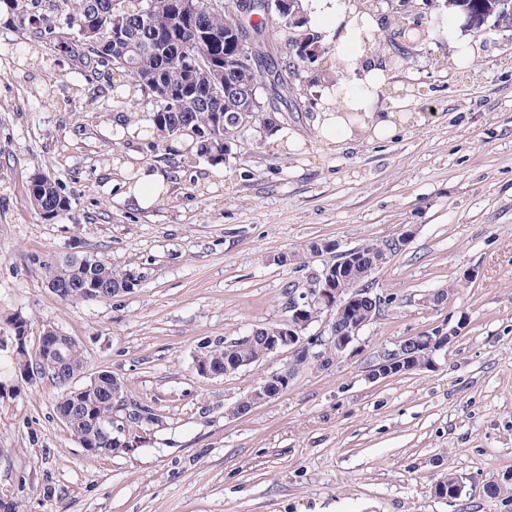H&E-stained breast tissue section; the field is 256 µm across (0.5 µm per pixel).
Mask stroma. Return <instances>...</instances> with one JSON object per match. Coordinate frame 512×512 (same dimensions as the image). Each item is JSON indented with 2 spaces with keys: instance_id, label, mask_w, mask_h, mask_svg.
I'll use <instances>...</instances> for the list:
<instances>
[{
  "instance_id": "1",
  "label": "stroma",
  "mask_w": 512,
  "mask_h": 512,
  "mask_svg": "<svg viewBox=\"0 0 512 512\" xmlns=\"http://www.w3.org/2000/svg\"><path fill=\"white\" fill-rule=\"evenodd\" d=\"M34 39L19 11L0 16V502L18 512H512L486 488L512 472V32L480 33L481 59L449 64L436 38L395 69L376 105L404 113L393 134L341 145L318 136V110L294 99L277 132L248 131L223 159L173 168L166 147L117 138L104 82L59 46ZM295 147L276 150V134ZM170 182L147 210L122 196L115 157ZM72 200L45 220L29 201L34 174ZM411 230L375 272L392 297L326 370L306 368L243 417L226 410L287 367L281 351L238 373L201 377L203 346L288 317L285 288L305 269L282 255L316 240L349 249ZM96 256L146 276L101 302L64 303L45 268ZM452 287L448 301L427 294ZM34 348L48 326L85 357L82 384L119 378L156 416L142 444L89 457L57 418L56 388L27 384L15 324ZM459 328L433 367L374 381L378 355L436 328ZM450 471L455 498L434 493Z\"/></svg>"
}]
</instances>
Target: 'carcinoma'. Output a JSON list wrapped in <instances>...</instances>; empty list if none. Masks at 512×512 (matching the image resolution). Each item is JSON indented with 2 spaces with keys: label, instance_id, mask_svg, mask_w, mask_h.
I'll return each instance as SVG.
<instances>
[{
  "label": "carcinoma",
  "instance_id": "carcinoma-1",
  "mask_svg": "<svg viewBox=\"0 0 512 512\" xmlns=\"http://www.w3.org/2000/svg\"><path fill=\"white\" fill-rule=\"evenodd\" d=\"M32 8L38 10L32 22L37 24L34 37L43 38L55 33V25L51 22L53 15L64 11L66 24L71 30H78L81 20L87 14L112 17L115 11V0H30ZM142 8L149 13L138 14L137 7L129 6L131 17L128 28L132 42H119L100 50L89 42L79 43L71 38L65 41L68 52L74 62L94 72L102 71L108 76L118 74L133 84L141 95L150 98L149 88L162 85L173 99V103L195 98L209 97L211 82L215 79V69L224 68V58L238 56L244 48L237 40L205 39L203 34L224 32L229 18L224 14L195 17L184 10V0H140ZM423 4L431 9L452 8L472 19L478 27L496 26L501 31H512V14L500 11L488 13L492 0H423ZM404 16L397 15L396 29L380 36L376 46L389 50L390 60H405L409 55L408 47L421 38L419 29L403 22ZM269 18L261 16L253 26L257 42L255 56L245 63L239 64L236 70L226 72L223 78L239 88L244 95L255 92L259 83L260 73L255 57L260 55V48L266 41L280 39L284 41L285 53L279 59V66L285 71L301 68L306 62L293 43L294 34L290 31V21L286 17L279 18V29L268 27ZM187 47L206 64V68L170 65L167 60L174 56L181 47ZM131 61L132 68L124 66ZM294 90L286 85H278L271 90L269 107L274 110H288V102ZM244 107V102L235 98H224V101L212 102L208 107L173 108L169 112L153 109L151 112L153 132L147 137L145 146L148 150H156L159 141H169L191 131L195 134L198 148L197 154L211 160H221L226 155L224 147L233 145L241 136L234 116L236 111ZM29 199L36 206L54 213H64L71 207L70 198L61 195L56 184L35 182L30 185ZM338 273L342 278L343 288L365 294L370 288L368 279L357 274L353 266L342 262ZM47 284H60L66 292L60 296L63 302L88 301L87 288L91 284L108 291L107 297L120 294L128 288L131 270H118L112 265L94 256L72 259L64 266L49 265L46 267ZM369 308L364 304H356L339 313L336 332L343 331L351 321L363 320ZM262 349L260 335L248 341L237 339L217 343L207 347L205 357L218 365L230 366L241 356L255 354ZM18 366L28 367L36 372L37 380H47L56 389L58 397L56 410L71 418L69 430L80 443H89L93 448H117L119 444L96 430L100 416L108 411L115 414L119 409L110 400L112 376L108 373L100 375L98 380L84 392L72 390V381L68 376L59 373L56 368L40 362L35 353L23 349L20 351Z\"/></svg>",
  "mask_w": 512,
  "mask_h": 512
}]
</instances>
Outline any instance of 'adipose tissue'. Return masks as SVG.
Masks as SVG:
<instances>
[{
	"mask_svg": "<svg viewBox=\"0 0 512 512\" xmlns=\"http://www.w3.org/2000/svg\"><path fill=\"white\" fill-rule=\"evenodd\" d=\"M302 7L308 29L333 38L337 65L344 67L340 73L328 69L318 84L321 139L336 143L363 136H389L393 114L374 110L387 81L386 70L374 54L379 17L359 0H302ZM136 177L126 195L139 208L147 210L166 199L169 185L160 173L142 166Z\"/></svg>",
	"mask_w": 512,
	"mask_h": 512,
	"instance_id": "obj_1",
	"label": "adipose tissue"
}]
</instances>
